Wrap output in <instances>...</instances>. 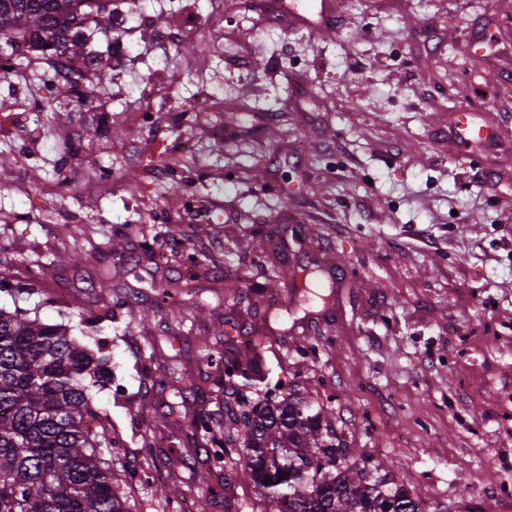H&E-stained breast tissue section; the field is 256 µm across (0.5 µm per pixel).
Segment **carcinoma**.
I'll list each match as a JSON object with an SVG mask.
<instances>
[{"instance_id": "carcinoma-1", "label": "carcinoma", "mask_w": 512, "mask_h": 512, "mask_svg": "<svg viewBox=\"0 0 512 512\" xmlns=\"http://www.w3.org/2000/svg\"><path fill=\"white\" fill-rule=\"evenodd\" d=\"M112 28L100 0H0V57L30 45L43 54L85 52L84 16ZM266 340L256 336L224 353V384L239 409L226 411L224 441L209 415L193 419V445L210 468L231 463L250 477L274 512H425L392 466L340 440L335 408L293 393L252 404L250 389ZM109 358L85 350L65 327L0 308V512H130L118 479L99 455L112 431L91 391L112 381ZM271 482H266V479Z\"/></svg>"}]
</instances>
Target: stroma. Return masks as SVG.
Here are the masks:
<instances>
[{
	"label": "stroma",
	"mask_w": 512,
	"mask_h": 512,
	"mask_svg": "<svg viewBox=\"0 0 512 512\" xmlns=\"http://www.w3.org/2000/svg\"><path fill=\"white\" fill-rule=\"evenodd\" d=\"M140 2L153 31L89 41L107 64L128 46L122 85L90 87L94 111L60 98L0 135V307L106 342L115 383L94 403L116 444L102 456L152 478L123 485L132 512H183L191 484L197 512L256 499L237 468L200 482L206 453L190 448L193 411L220 438L234 403L227 322L267 339L254 402L280 384L331 403L340 438L400 461L412 495L512 512V22L493 0H349L321 33L260 20L257 0ZM189 10L194 33L159 39ZM465 106L498 146L449 137ZM474 156L489 179H473ZM104 166L117 185H97ZM56 181L63 196L31 195ZM327 254L330 298L290 293ZM189 255L205 275L174 314L154 286L187 279ZM188 370L207 373L199 390Z\"/></svg>",
	"instance_id": "35a3bbf8"
}]
</instances>
